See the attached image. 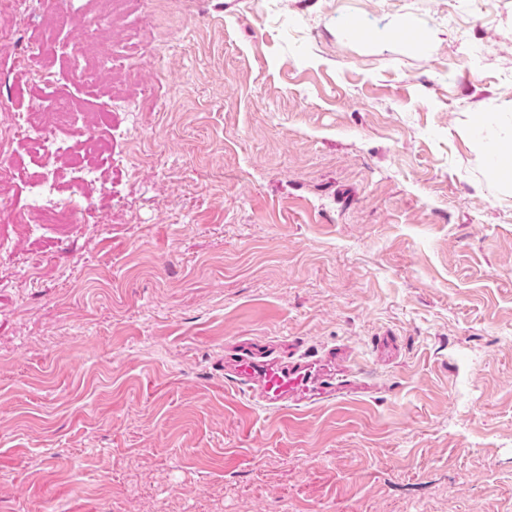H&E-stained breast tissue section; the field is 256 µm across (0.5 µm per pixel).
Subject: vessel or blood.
Instances as JSON below:
<instances>
[{
	"mask_svg": "<svg viewBox=\"0 0 512 512\" xmlns=\"http://www.w3.org/2000/svg\"><path fill=\"white\" fill-rule=\"evenodd\" d=\"M336 354L276 355L256 341L233 345L224 356L229 377L251 388L255 400L271 409L298 407L347 394L350 379L334 368Z\"/></svg>",
	"mask_w": 512,
	"mask_h": 512,
	"instance_id": "b4317fda",
	"label": "vessel or blood"
}]
</instances>
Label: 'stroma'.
<instances>
[{"instance_id": "obj_1", "label": "stroma", "mask_w": 512, "mask_h": 512, "mask_svg": "<svg viewBox=\"0 0 512 512\" xmlns=\"http://www.w3.org/2000/svg\"><path fill=\"white\" fill-rule=\"evenodd\" d=\"M85 7L0 17V113L42 46L112 158L14 146L0 512H512V0H130L88 84ZM44 169L88 208L11 224ZM248 339L365 387L263 408Z\"/></svg>"}]
</instances>
